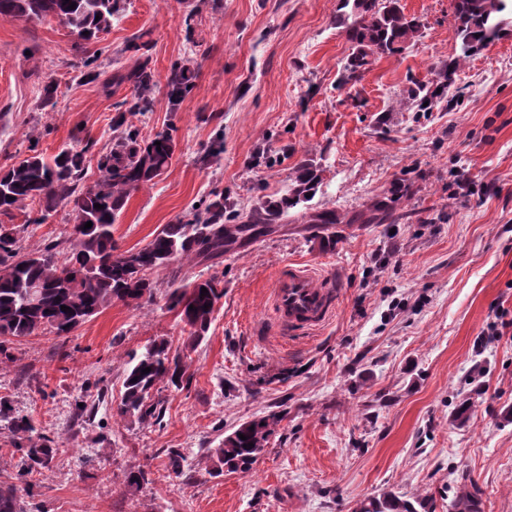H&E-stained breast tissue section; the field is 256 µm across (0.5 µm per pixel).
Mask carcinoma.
<instances>
[{
    "instance_id": "carcinoma-1",
    "label": "carcinoma",
    "mask_w": 512,
    "mask_h": 512,
    "mask_svg": "<svg viewBox=\"0 0 512 512\" xmlns=\"http://www.w3.org/2000/svg\"><path fill=\"white\" fill-rule=\"evenodd\" d=\"M75 8H70V4ZM350 12H345V9ZM124 10L123 0H0L2 18H52L68 27L79 39L89 41L112 26V18ZM340 21L354 51L340 74V85L358 81L379 57L402 51L419 33L420 24L408 17L400 0H340ZM453 21L461 39L462 55L448 61L438 80L420 84L409 93L418 112L430 111L448 90L462 61L483 50L489 42L512 30V0H454ZM118 79L132 86L133 103L117 113L112 128L118 132L112 149L98 160L99 177L83 183L86 153L91 139L73 137L51 157L36 148L21 161L0 168V363L11 360L7 344L38 331L66 336L80 323L114 300L154 299L152 272L175 261L221 256L243 235L257 234L289 210L310 200L320 184L314 160L295 170L288 194L267 199L247 212L227 206L224 194L214 195L204 210L188 221L165 224L140 249L120 250L113 231L119 211L131 193L151 185L171 165L176 143L168 131L149 139L139 136L128 115L148 111L146 94L157 85L155 70L147 57L138 58ZM197 72L185 63L171 66L166 94L176 106L195 88ZM161 145H155V142ZM413 185L402 179L386 197L367 207L365 224H389L397 207L408 198ZM14 200H9V197ZM40 205L37 218L25 217L14 224L25 202ZM102 208L97 209L95 205ZM69 208L74 224L69 238L50 241L41 248L25 250L32 224H42L58 207ZM92 226L84 228L86 222ZM207 295H201V288ZM224 295L215 276L195 281L191 288L167 294L169 309L178 311L188 333L185 348L194 349L208 332L217 301ZM71 308L64 312L61 306ZM151 371L144 372L145 368ZM184 357L170 355L166 340H155L128 363L117 414L142 423L159 425L165 411L153 400L158 386L180 388L190 382ZM276 416L260 417L239 425L224 442L209 449L217 472H248L273 433ZM0 430L20 454L15 481L0 483V512H36L29 507L33 488L57 451V441L40 432L25 415L14 412L0 397ZM245 435L242 440L239 435ZM253 447H247V444ZM421 497L411 500L384 494L362 502L356 512H426Z\"/></svg>"
}]
</instances>
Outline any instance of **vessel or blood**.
Returning <instances> with one entry per match:
<instances>
[{"label":"vessel or blood","instance_id":"b4317fda","mask_svg":"<svg viewBox=\"0 0 512 512\" xmlns=\"http://www.w3.org/2000/svg\"><path fill=\"white\" fill-rule=\"evenodd\" d=\"M272 302L285 327L321 326L334 311L333 281L296 263L282 266L273 282Z\"/></svg>","mask_w":512,"mask_h":512}]
</instances>
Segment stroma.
I'll use <instances>...</instances> for the list:
<instances>
[{
    "label": "stroma",
    "mask_w": 512,
    "mask_h": 512,
    "mask_svg": "<svg viewBox=\"0 0 512 512\" xmlns=\"http://www.w3.org/2000/svg\"><path fill=\"white\" fill-rule=\"evenodd\" d=\"M401 4L420 37L343 87L352 45L339 0H125L88 43L53 19L0 18V168L79 133L94 142L88 185L131 95L106 80L143 34L158 85L151 112L132 121L145 138L172 130L177 147L128 198L114 226L121 249L214 194L245 212L280 197L301 160L321 167L315 196L266 233L154 272V300H116L69 335L13 342L0 397L59 444L40 478L42 512H355L387 492L456 512L466 481L481 512H512V35L464 60L448 101L414 112L409 90L461 49L453 0ZM184 61L198 78L174 108L164 82ZM219 135L224 152L209 157ZM399 179L414 190L402 220L352 223ZM323 209L341 223H308ZM288 262L340 285L333 316L292 334L270 297ZM213 275L224 294L189 352L166 296ZM159 339L186 354L189 385L162 389V424L118 417L127 362ZM78 399L92 416L78 417ZM270 414L279 421L252 470L217 473L210 448ZM170 448L189 479L169 470ZM138 468L149 483L128 492L124 473Z\"/></svg>",
    "instance_id": "1"
}]
</instances>
